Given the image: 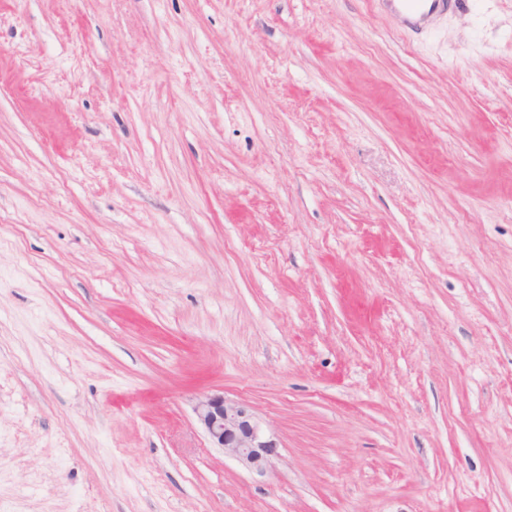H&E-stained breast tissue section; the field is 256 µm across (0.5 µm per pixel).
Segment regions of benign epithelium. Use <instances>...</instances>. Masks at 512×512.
I'll return each instance as SVG.
<instances>
[{"instance_id":"obj_1","label":"benign epithelium","mask_w":512,"mask_h":512,"mask_svg":"<svg viewBox=\"0 0 512 512\" xmlns=\"http://www.w3.org/2000/svg\"><path fill=\"white\" fill-rule=\"evenodd\" d=\"M198 422L214 445L249 472L263 475L277 456L276 439L255 418L250 407L215 393L202 397L195 406Z\"/></svg>"}]
</instances>
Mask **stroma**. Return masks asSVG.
<instances>
[{
    "instance_id": "35a3bbf8",
    "label": "stroma",
    "mask_w": 512,
    "mask_h": 512,
    "mask_svg": "<svg viewBox=\"0 0 512 512\" xmlns=\"http://www.w3.org/2000/svg\"><path fill=\"white\" fill-rule=\"evenodd\" d=\"M0 512H512V0H0ZM397 18L409 29L427 27L442 12L448 11L451 2L460 0H384ZM195 414L212 443L250 473L261 476L272 466L276 439L248 405L227 400L224 394H207L198 401Z\"/></svg>"
}]
</instances>
